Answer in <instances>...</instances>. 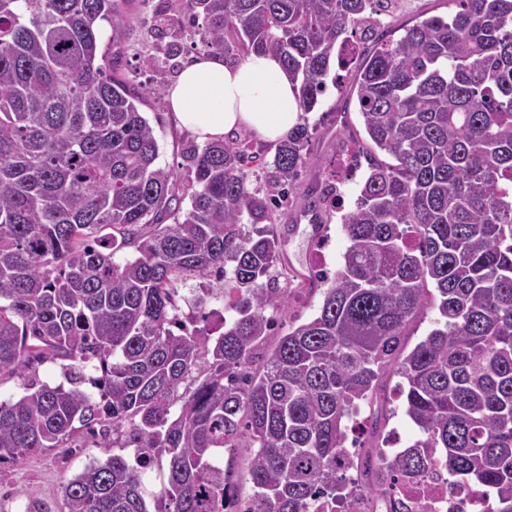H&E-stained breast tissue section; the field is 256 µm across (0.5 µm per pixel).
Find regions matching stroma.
<instances>
[{"mask_svg": "<svg viewBox=\"0 0 512 512\" xmlns=\"http://www.w3.org/2000/svg\"><path fill=\"white\" fill-rule=\"evenodd\" d=\"M122 11L129 22L120 35H113L110 25H103L101 44L111 46L119 42L122 55L119 70L134 88L146 91L142 110L154 127L159 145V165L173 169L181 182H188L186 149L196 139L181 128L170 111L165 89L174 78L171 70L155 66L164 44L152 31V11L139 0H123ZM448 0H399L397 9L389 15L379 16L375 28L378 39L398 38L404 26L414 24L432 15L446 16L455 12ZM355 66L342 70L335 85L329 86L314 112L308 116L312 127L307 159L299 178V193L289 206L279 213L277 227L282 240V253L278 267L288 275L290 291L288 308L279 314L274 324L275 333L287 331L289 325L313 318L322 301L319 285L310 283L309 277L320 269L336 271L348 246L342 216L349 212L358 193L357 181H347L341 188L339 208L329 209L323 215V224L311 223L304 214L303 194L314 184L335 182L344 170L350 154L355 153V137L363 132L355 94L351 92ZM61 361L35 358L24 373L0 377V401L15 400L22 396L31 382L59 384L64 382ZM398 376L384 372L379 390L371 404L365 405L367 414L386 418L387 423L379 435L363 431L360 447L378 446L383 440H405L416 432L415 426L403 415L399 395ZM104 449L94 447L88 432L76 427L66 449L49 448L28 457L24 462L0 465V512H16L17 505L30 504L42 512H64L63 484L81 473L91 462L106 459Z\"/></svg>", "mask_w": 512, "mask_h": 512, "instance_id": "35a3bbf8", "label": "stroma"}]
</instances>
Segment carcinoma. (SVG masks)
<instances>
[{"label": "carcinoma", "mask_w": 512, "mask_h": 512, "mask_svg": "<svg viewBox=\"0 0 512 512\" xmlns=\"http://www.w3.org/2000/svg\"><path fill=\"white\" fill-rule=\"evenodd\" d=\"M119 2L0 0V375L33 357L71 361L68 386L0 402V464L98 425V446L166 464L156 512H312L347 468L366 494L386 491L371 455L357 464L340 448L391 369L448 474L495 489L497 512H512V0H456V13L362 55L367 172L342 217L349 246L316 316L274 338L268 312L288 298L275 221L306 164L305 115L351 62L341 36L372 37L393 0L154 10L172 70L179 33L201 19L197 52L277 56L304 115L270 161L246 133L189 147L186 209L157 163L144 93L107 72L101 27L123 28ZM327 189L305 194L316 220ZM125 248L135 257L116 262ZM194 275L224 284L230 318L209 325L202 312L187 327L176 285ZM428 305L436 327L406 353ZM428 467L415 447L393 463ZM63 498L67 512H147L141 467L116 453Z\"/></svg>", "instance_id": "1"}]
</instances>
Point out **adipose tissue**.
<instances>
[{
  "mask_svg": "<svg viewBox=\"0 0 512 512\" xmlns=\"http://www.w3.org/2000/svg\"><path fill=\"white\" fill-rule=\"evenodd\" d=\"M166 100L203 144L237 131L277 143L301 121L296 86L270 54L253 53L234 64L219 53L194 56L167 88Z\"/></svg>",
  "mask_w": 512,
  "mask_h": 512,
  "instance_id": "obj_1",
  "label": "adipose tissue"
}]
</instances>
